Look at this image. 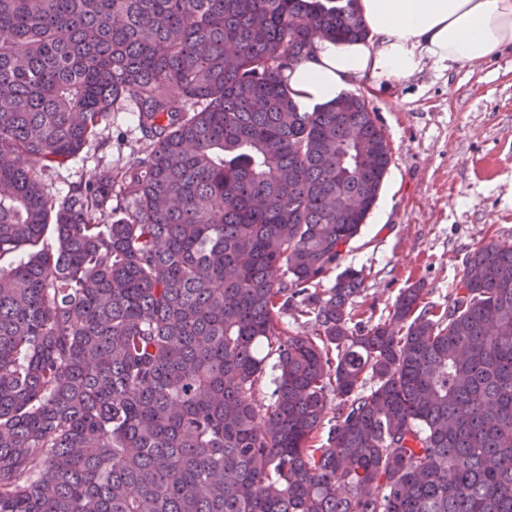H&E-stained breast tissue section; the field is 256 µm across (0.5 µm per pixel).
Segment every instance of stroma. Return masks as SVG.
<instances>
[{
	"mask_svg": "<svg viewBox=\"0 0 512 512\" xmlns=\"http://www.w3.org/2000/svg\"><path fill=\"white\" fill-rule=\"evenodd\" d=\"M393 159L378 200L342 264L364 270L361 308L388 313L419 283L425 300L448 301L457 273L481 242L512 243V49L477 66L423 70L386 93L367 95ZM106 141L47 171L65 195L100 167L123 164L141 145L132 110L112 113Z\"/></svg>",
	"mask_w": 512,
	"mask_h": 512,
	"instance_id": "1",
	"label": "stroma"
}]
</instances>
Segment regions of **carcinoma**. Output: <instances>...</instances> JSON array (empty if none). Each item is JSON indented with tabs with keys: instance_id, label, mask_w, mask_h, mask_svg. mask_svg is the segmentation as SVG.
<instances>
[{
	"instance_id": "carcinoma-1",
	"label": "carcinoma",
	"mask_w": 512,
	"mask_h": 512,
	"mask_svg": "<svg viewBox=\"0 0 512 512\" xmlns=\"http://www.w3.org/2000/svg\"><path fill=\"white\" fill-rule=\"evenodd\" d=\"M356 2L0 0V512H512V243L376 322L340 269L391 145L285 73ZM132 110L133 105H128L125 112H113L108 117L104 136H109V140L105 144L101 139L90 141L78 157L43 175L52 194L64 196L100 167L124 164L131 157L132 149L142 146V135Z\"/></svg>"
}]
</instances>
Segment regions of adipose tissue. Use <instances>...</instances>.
Masks as SVG:
<instances>
[{
    "instance_id": "ef3b65f1",
    "label": "adipose tissue",
    "mask_w": 512,
    "mask_h": 512,
    "mask_svg": "<svg viewBox=\"0 0 512 512\" xmlns=\"http://www.w3.org/2000/svg\"><path fill=\"white\" fill-rule=\"evenodd\" d=\"M365 37L320 40L288 72L294 100L312 111L362 84L384 92L427 61L475 64L512 47V0H358Z\"/></svg>"
}]
</instances>
